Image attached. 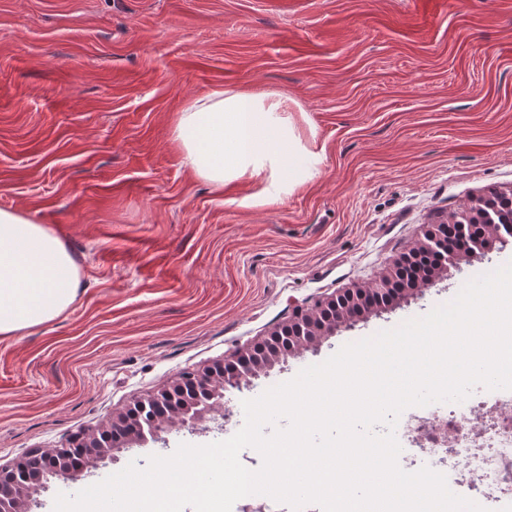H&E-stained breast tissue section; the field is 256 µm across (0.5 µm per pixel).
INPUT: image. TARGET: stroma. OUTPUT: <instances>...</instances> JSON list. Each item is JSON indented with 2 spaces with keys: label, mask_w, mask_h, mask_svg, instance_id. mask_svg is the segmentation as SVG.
I'll list each match as a JSON object with an SVG mask.
<instances>
[{
  "label": "stroma",
  "mask_w": 512,
  "mask_h": 512,
  "mask_svg": "<svg viewBox=\"0 0 512 512\" xmlns=\"http://www.w3.org/2000/svg\"><path fill=\"white\" fill-rule=\"evenodd\" d=\"M279 92L312 176L215 191L171 136L213 88ZM512 189V0H0V209L79 272L59 318L0 335V465L62 448L134 397L215 364L316 298L378 278L425 224ZM512 242L289 358L232 417L51 480L32 512L182 443L343 345L420 317Z\"/></svg>",
  "instance_id": "1"
}]
</instances>
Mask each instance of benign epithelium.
<instances>
[{
    "label": "benign epithelium",
    "instance_id": "1",
    "mask_svg": "<svg viewBox=\"0 0 512 512\" xmlns=\"http://www.w3.org/2000/svg\"><path fill=\"white\" fill-rule=\"evenodd\" d=\"M498 192L478 195L470 199L465 207L469 224L453 225L456 246L448 250V222L440 221L427 225L423 238L412 245L414 252L431 254L436 258V266L445 274L450 269L459 270L461 265L483 259L490 246L508 242L512 237V224H489L488 235L479 238L473 235V224L487 217ZM401 262H396L382 277L362 287L347 288L336 295L322 296L305 308L296 309L288 322L270 333L277 339L281 336H296L297 343L290 344L288 350H267L258 360L252 371L244 376L228 377L222 365H213L201 370L183 372L159 394L137 399L125 411L120 412L100 429L83 431L71 439V446L86 449L83 464L74 470L60 471L57 464L59 449H37L29 455L15 461L10 466H0V512H28V502L38 487L51 477L75 479L85 470L112 455L116 442L126 439L140 440L150 434L156 441L162 439V433L180 426L195 428L204 421L208 412L223 410V419L229 420L230 411L223 407L221 399L224 391H241L250 387V378L266 373L275 365L285 361L286 357L300 354L318 346L326 338L353 322L366 316V311L358 302L367 296L385 293L392 288ZM464 426H451L440 418H420L413 432L422 437L434 434L443 438L444 446H451Z\"/></svg>",
    "mask_w": 512,
    "mask_h": 512
}]
</instances>
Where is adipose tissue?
<instances>
[{"instance_id": "adipose-tissue-1", "label": "adipose tissue", "mask_w": 512, "mask_h": 512, "mask_svg": "<svg viewBox=\"0 0 512 512\" xmlns=\"http://www.w3.org/2000/svg\"><path fill=\"white\" fill-rule=\"evenodd\" d=\"M288 99L277 92L218 87L184 103L172 135L186 165L214 189L248 178L263 181L297 165ZM78 271L63 243L43 225L0 209V335L61 316L77 294Z\"/></svg>"}]
</instances>
